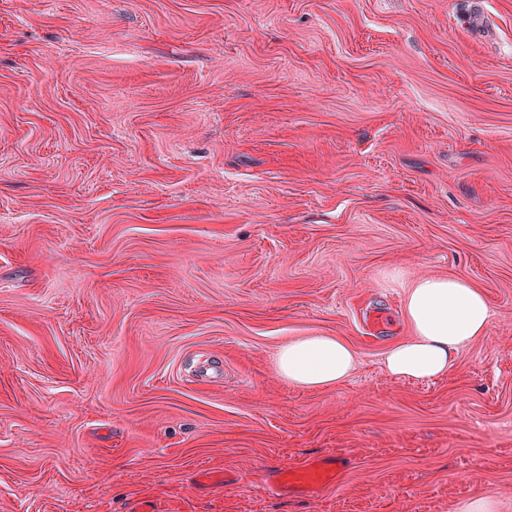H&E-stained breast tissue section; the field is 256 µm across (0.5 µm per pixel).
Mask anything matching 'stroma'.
<instances>
[{
  "instance_id": "1",
  "label": "stroma",
  "mask_w": 512,
  "mask_h": 512,
  "mask_svg": "<svg viewBox=\"0 0 512 512\" xmlns=\"http://www.w3.org/2000/svg\"><path fill=\"white\" fill-rule=\"evenodd\" d=\"M484 7L479 41L468 0H0V512H512V0ZM422 275L493 318L397 378ZM302 336L355 370L288 384ZM356 354L334 336H306L280 348L276 365L290 384L310 389L337 386L353 371ZM279 476L280 482L285 486H298L304 489H315L335 479V476L330 475L329 468L313 464L281 472Z\"/></svg>"
}]
</instances>
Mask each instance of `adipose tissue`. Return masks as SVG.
<instances>
[{
    "label": "adipose tissue",
    "mask_w": 512,
    "mask_h": 512,
    "mask_svg": "<svg viewBox=\"0 0 512 512\" xmlns=\"http://www.w3.org/2000/svg\"><path fill=\"white\" fill-rule=\"evenodd\" d=\"M404 311L413 335L387 349L384 366L391 375L425 380L446 375L466 346L487 335L493 315L483 292L455 276L416 278ZM355 364L353 350L333 336L289 341L276 359L281 377L310 389L340 384Z\"/></svg>",
    "instance_id": "obj_1"
}]
</instances>
